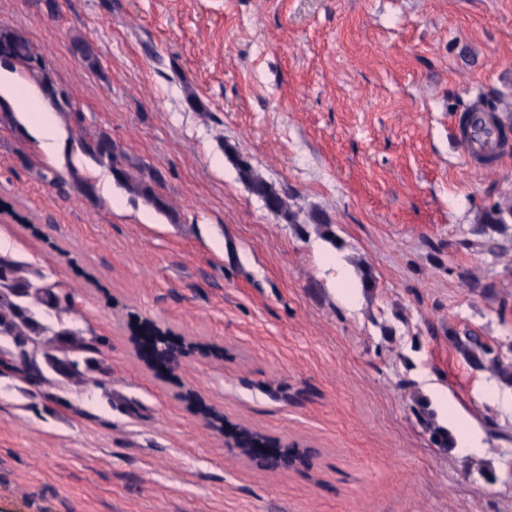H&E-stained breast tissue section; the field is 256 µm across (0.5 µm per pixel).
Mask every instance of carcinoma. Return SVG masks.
Here are the masks:
<instances>
[{"label":"carcinoma","mask_w":512,"mask_h":512,"mask_svg":"<svg viewBox=\"0 0 512 512\" xmlns=\"http://www.w3.org/2000/svg\"><path fill=\"white\" fill-rule=\"evenodd\" d=\"M74 53L90 70L99 67L94 48L81 38L73 40ZM7 68L35 84L54 109L65 115L67 121L82 132L79 149L96 164L109 169L115 182L129 193L143 199L157 212L170 213V205L159 191V173L140 168L133 174L124 167V155L117 152L112 136L105 130L92 132L85 128V116L75 110L71 102L54 91L56 85L52 71L40 47L21 29L0 24V69ZM498 110V105L488 102L484 112L474 115L466 135L474 138L486 131L501 142L507 139L505 127L497 121L487 126L485 117ZM0 128L19 135L26 134L15 112L0 100ZM241 180L250 192L258 196L274 215L293 221L286 199L261 176L251 164L238 160ZM72 184L90 201L98 199L95 182L78 169H70ZM512 221V195L501 197L482 213V233L488 236L486 245L494 247L491 234L500 231ZM74 313L72 295L61 283L29 262L15 259L0 252V368L17 375L35 389L44 386L58 387L78 379L103 384L110 375L106 364L103 338L92 330H83L70 323ZM142 336H150L155 348L165 353L171 348L167 332L155 323L145 321L139 325ZM448 341L464 359L477 370H490L505 385L512 386V360L505 361L483 337L473 333L462 336L448 330ZM419 417L431 428L433 443L440 448L455 447L448 430L432 426V414L420 406Z\"/></svg>","instance_id":"cac0c4a2"}]
</instances>
